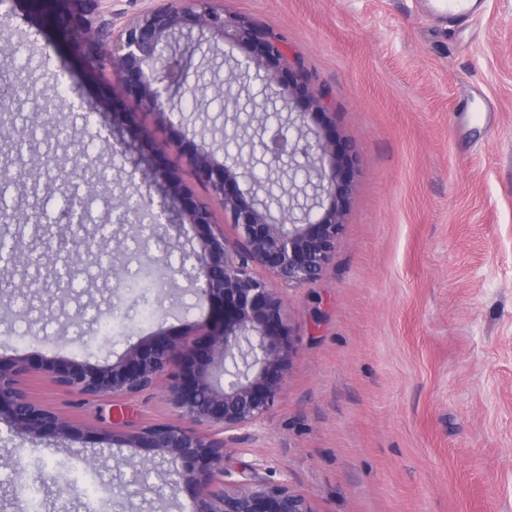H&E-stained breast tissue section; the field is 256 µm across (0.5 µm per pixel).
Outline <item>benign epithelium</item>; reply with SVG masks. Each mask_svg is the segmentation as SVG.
Here are the masks:
<instances>
[{
  "mask_svg": "<svg viewBox=\"0 0 512 512\" xmlns=\"http://www.w3.org/2000/svg\"><path fill=\"white\" fill-rule=\"evenodd\" d=\"M185 28L237 46L246 66L264 71L266 95L251 101V112L265 113L268 103L280 101L289 118L275 127L261 123L260 162L268 169L293 163L294 171L303 173V188L312 190L311 204L298 218L280 203L275 217L268 200L240 188L242 182L259 183L254 166L227 154L220 161L191 141L179 143L237 231L230 242L224 226L212 223L209 207L194 201L187 208L188 223L206 233L198 247L184 253L190 268L182 272L203 281L201 298L214 306L216 329L203 347L194 340L151 336L116 364L63 362L49 373L60 386L85 395L129 396L154 387L163 372L175 368L166 393L188 424H154L126 433L119 442L151 448L169 460L176 473L171 487L198 490L194 512H312L308 500L285 481L273 482L257 471L243 481L230 479L224 458L238 441L237 431L270 413L297 355L287 298L253 276L252 268L262 267L294 288L321 276L352 192L354 151L318 120L327 117L328 106L288 67L283 43L248 18L225 13L215 0H170L111 32L109 62L124 94L165 124L182 123V113L169 107L175 67L170 50L175 34ZM18 373L0 364V422L15 434L78 435V427L17 387Z\"/></svg>",
  "mask_w": 512,
  "mask_h": 512,
  "instance_id": "benign-epithelium-1",
  "label": "benign epithelium"
}]
</instances>
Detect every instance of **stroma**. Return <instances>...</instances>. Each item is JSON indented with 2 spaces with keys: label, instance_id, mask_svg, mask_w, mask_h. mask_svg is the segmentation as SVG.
<instances>
[{
  "label": "stroma",
  "instance_id": "obj_1",
  "mask_svg": "<svg viewBox=\"0 0 512 512\" xmlns=\"http://www.w3.org/2000/svg\"><path fill=\"white\" fill-rule=\"evenodd\" d=\"M429 2L220 0L283 41L289 65L327 104L337 139L356 152L352 194L320 278L293 288L254 270L287 297L298 355L271 413L242 430L225 459L233 479L261 466L269 480H287L313 512H512V0H487L481 19L455 27ZM166 4L54 0L47 18L37 0H0V33L16 43L0 73L38 89L61 75L69 87L61 112L119 111L100 139L87 141L78 127L45 147L56 168L84 146L113 158L108 185L90 175L81 183L94 220L125 193L146 190L154 204L168 203V236L144 255L175 263L201 231L183 225L161 169L208 200L228 239L236 230L177 152L148 153L141 141L185 137L223 154L236 129L232 104L216 90L244 54L195 31L177 35L173 57L200 81L192 93L174 85L186 122L168 129L97 77L110 31ZM87 26L100 32L91 44ZM461 100L469 115L456 125L450 113ZM35 248L40 287L0 295V364L20 367L18 387L82 433L58 443L14 439L0 449V476L22 469L40 478L42 512H87L84 496L66 494L54 477L52 462L68 460L105 479L111 512H193V489H166L153 449L104 441L115 430L180 422L165 397L168 375L131 396H87L57 385L47 369L59 360L112 364L157 334L202 338L208 308L197 284L172 273L154 319L106 337L90 330L87 313L130 298L85 273L74 289L56 287L59 258L48 240ZM28 302L46 334L29 335L28 318L18 317ZM128 462L153 470L134 498L120 487Z\"/></svg>",
  "mask_w": 512,
  "mask_h": 512
}]
</instances>
